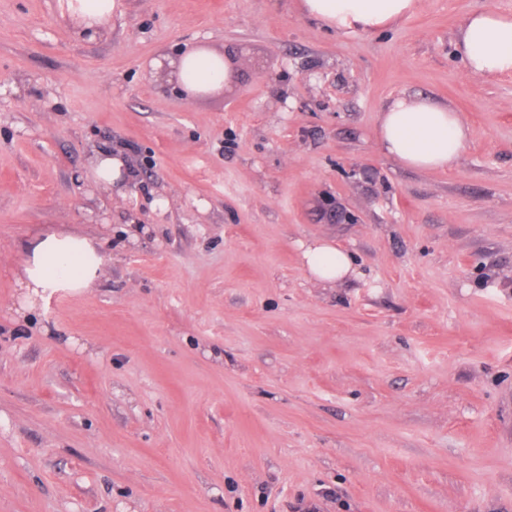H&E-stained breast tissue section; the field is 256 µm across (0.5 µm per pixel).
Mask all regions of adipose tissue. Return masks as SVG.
Listing matches in <instances>:
<instances>
[{
	"instance_id": "ef3b65f1",
	"label": "adipose tissue",
	"mask_w": 512,
	"mask_h": 512,
	"mask_svg": "<svg viewBox=\"0 0 512 512\" xmlns=\"http://www.w3.org/2000/svg\"><path fill=\"white\" fill-rule=\"evenodd\" d=\"M415 8L416 0H300L306 16L342 33L389 27ZM456 46L471 75L512 74V16L495 10L472 13L458 33ZM152 67L189 96L211 93L231 77L223 57L204 46L187 48L175 58L159 56ZM470 135L462 115L448 105L399 96L379 116L377 143L384 154L405 167L445 169L457 160ZM302 256L309 274L320 282H341L354 273L349 254L325 240L307 245ZM102 265L97 243L79 232H53L35 239L27 249L19 283L23 310L33 309L46 295L90 287Z\"/></svg>"
}]
</instances>
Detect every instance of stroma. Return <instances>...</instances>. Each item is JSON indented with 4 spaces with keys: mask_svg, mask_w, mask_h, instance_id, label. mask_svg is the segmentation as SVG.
Returning <instances> with one entry per match:
<instances>
[{
    "mask_svg": "<svg viewBox=\"0 0 512 512\" xmlns=\"http://www.w3.org/2000/svg\"><path fill=\"white\" fill-rule=\"evenodd\" d=\"M93 37L0 0V512H512V75L417 0L335 33L298 0H119ZM205 43L189 98L150 62ZM430 97L472 135L443 170L376 141ZM119 150L123 194L89 176ZM103 246L21 320L25 248ZM326 239L356 269L315 281Z\"/></svg>",
    "mask_w": 512,
    "mask_h": 512,
    "instance_id": "obj_1",
    "label": "stroma"
}]
</instances>
